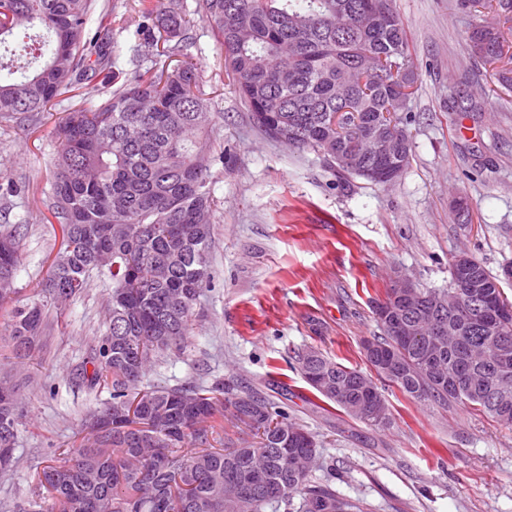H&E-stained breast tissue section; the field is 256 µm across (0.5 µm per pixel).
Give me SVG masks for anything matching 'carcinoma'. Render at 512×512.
<instances>
[{"label":"carcinoma","instance_id":"carcinoma-1","mask_svg":"<svg viewBox=\"0 0 512 512\" xmlns=\"http://www.w3.org/2000/svg\"><path fill=\"white\" fill-rule=\"evenodd\" d=\"M139 33L168 59L187 46V15L180 0L147 5L136 0ZM94 0H0V47L21 33L31 61L0 78V119L42 112L57 96L103 76L120 83L94 110L70 112L59 124L53 162L52 215L61 231L53 273L41 285L44 300L10 312L13 348L32 352L44 331L47 306L80 296L94 272L112 280L104 330L91 346L83 383L109 398L88 412V442L65 448L61 460L33 475L34 489L11 512H37L42 496L57 512H357L330 484L314 483L295 467L314 437L283 407L254 392L224 384L145 386L156 358L185 348L192 309L211 281L213 226L201 222L213 200L208 188L215 156L213 112L202 98L199 75L186 62L137 68L120 78L112 47L84 37ZM478 23L464 43L474 62L491 73L490 92H512V0H457ZM212 24L224 68L248 106L253 123L272 139L321 153L344 177L369 178L364 167L341 165L351 147L369 157L364 139L400 135L404 152L384 166L406 168L412 149L408 103L418 74L406 28L394 0H199ZM471 75L459 78L450 97L475 109ZM17 238L0 233V308L15 293ZM494 305L503 304L500 282L473 260L451 272L446 291L420 290L416 320L437 317L460 276ZM455 344L446 350L448 376L471 370L493 381L512 375L499 357V337L512 338V319L472 321L463 303L444 310ZM376 349L399 361L400 378L377 375L414 399L448 406L461 402L496 420H512V388L491 402L477 380L470 388L442 384L423 368L422 346L403 344L378 322ZM297 370L312 364L322 383L316 398L376 426L389 408L376 383L314 348L295 355ZM254 432L255 440L224 434V406ZM23 407L20 384L0 380V448H16ZM299 502H294L295 497Z\"/></svg>","mask_w":512,"mask_h":512}]
</instances>
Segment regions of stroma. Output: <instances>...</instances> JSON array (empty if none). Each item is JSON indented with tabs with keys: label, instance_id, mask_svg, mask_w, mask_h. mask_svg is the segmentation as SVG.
I'll return each instance as SVG.
<instances>
[{
	"label": "stroma",
	"instance_id": "stroma-1",
	"mask_svg": "<svg viewBox=\"0 0 512 512\" xmlns=\"http://www.w3.org/2000/svg\"><path fill=\"white\" fill-rule=\"evenodd\" d=\"M125 3L97 0L85 34L107 30L116 70L129 73L156 57L134 29L104 26L102 14L125 13ZM183 4L191 14L183 59L200 72L219 157L209 182L212 282L193 307L185 351L154 363L146 382L220 381L286 403L318 442L314 479L330 481L363 512H512V426L386 382L379 390L390 421L371 426L312 404L291 366L294 351L313 347L369 371L363 343L379 332L373 310L393 272L442 290L459 252L494 272L512 263V94L488 97L478 112L448 109L449 84L471 66L462 40L471 17L455 0H395L419 79L409 103L410 163L381 185L341 178L318 152L261 132L224 70L215 32L194 13L196 0ZM103 98L96 78L46 111L0 121V225L16 228L19 241L12 305L38 299L60 247L49 211L57 126ZM111 287L96 275L80 297L48 307L44 335L26 358L4 348L10 327L0 314V369L19 376L27 408L17 462L0 472V512L27 495L30 474L53 448L83 437V418L108 397L77 375L103 328Z\"/></svg>",
	"mask_w": 512,
	"mask_h": 512
}]
</instances>
